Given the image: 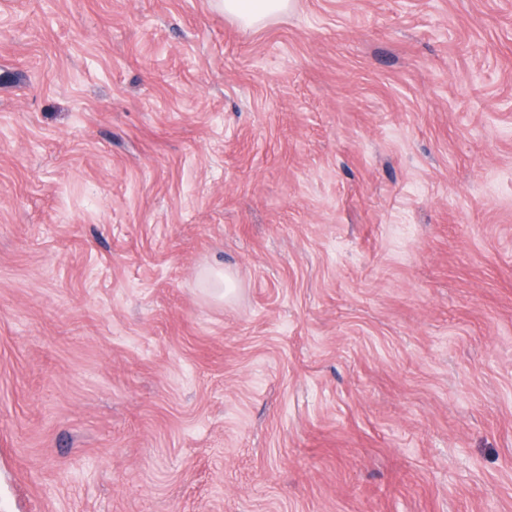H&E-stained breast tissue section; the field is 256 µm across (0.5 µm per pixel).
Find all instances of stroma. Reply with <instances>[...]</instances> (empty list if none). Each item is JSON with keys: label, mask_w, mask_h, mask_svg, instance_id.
I'll return each mask as SVG.
<instances>
[{"label": "stroma", "mask_w": 512, "mask_h": 512, "mask_svg": "<svg viewBox=\"0 0 512 512\" xmlns=\"http://www.w3.org/2000/svg\"><path fill=\"white\" fill-rule=\"evenodd\" d=\"M0 512H512V0H0ZM224 14L246 25L260 24L288 10V0H224Z\"/></svg>", "instance_id": "1"}]
</instances>
